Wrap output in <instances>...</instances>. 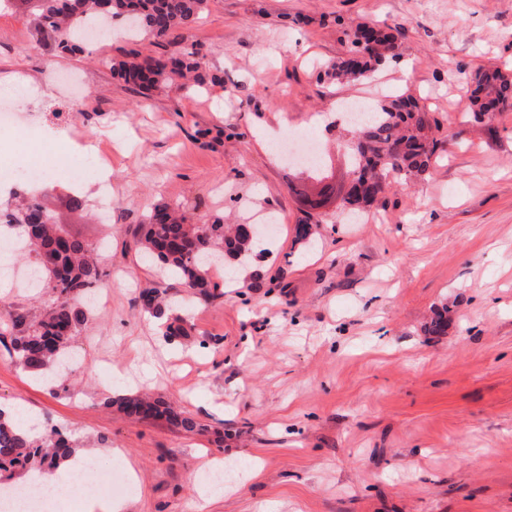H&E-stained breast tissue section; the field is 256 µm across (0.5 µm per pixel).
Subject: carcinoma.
Masks as SVG:
<instances>
[{
  "label": "carcinoma",
  "mask_w": 512,
  "mask_h": 512,
  "mask_svg": "<svg viewBox=\"0 0 512 512\" xmlns=\"http://www.w3.org/2000/svg\"><path fill=\"white\" fill-rule=\"evenodd\" d=\"M207 0H40L31 25L36 43L60 55L82 54V30L97 19L120 20L134 26V36L145 35L156 45H176L195 26ZM397 38L385 28H357L351 48L330 64L324 75L336 81H357L381 63L398 56ZM113 78L143 97L158 84L174 76L203 88L222 83L210 73L206 55L193 44L165 56L144 55L132 50L111 65ZM466 107L473 121H492L496 113L512 107V74L501 69L480 67L464 86ZM439 120L413 98L399 96L375 109L353 132L350 168L359 171V186L344 200L340 211L350 215L366 212L384 198L382 191L392 184L430 173L438 142L431 137ZM18 203L0 207V226L22 230L23 242L33 258L31 274L41 284L47 299L33 313L10 308L6 332L12 336L11 355L30 372L50 373L64 359L70 341L86 322L81 299L104 281L107 273L100 254L92 245L59 229L36 195L20 193ZM256 235L239 224L224 226L190 224L177 207L154 204L146 210L135 242L142 257L155 266L162 278L180 281L195 298L209 301L216 297L208 270L213 256L241 261L253 253ZM144 311L166 318L164 339L188 337L179 316H166L168 306L156 288L140 294ZM427 331L441 336L448 331V310L435 313ZM129 418H161L186 431H204L189 414L161 399L139 395L112 400ZM72 442L50 426L38 435L16 424L11 413L0 408V489L16 487V479L31 470L54 472L73 459Z\"/></svg>",
  "instance_id": "obj_1"
}]
</instances>
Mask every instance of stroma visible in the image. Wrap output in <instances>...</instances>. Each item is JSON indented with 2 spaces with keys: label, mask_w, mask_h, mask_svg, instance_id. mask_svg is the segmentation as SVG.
<instances>
[{
  "label": "stroma",
  "mask_w": 512,
  "mask_h": 512,
  "mask_svg": "<svg viewBox=\"0 0 512 512\" xmlns=\"http://www.w3.org/2000/svg\"><path fill=\"white\" fill-rule=\"evenodd\" d=\"M37 0L0 10V78L23 77L11 109L40 133L0 128V163L23 154L57 171L39 200L71 235L105 248V299L70 345V381L44 385L0 336V406L22 404L129 480L123 512H512V112L464 124L462 76L512 68V0H208L187 34L224 83L198 95L167 81L142 98L113 79L112 58L150 40H99L94 56L37 46ZM398 31L399 57L377 76L318 80L357 25ZM60 82L41 100L45 73ZM388 88L440 121L429 178L395 184L358 224H321L295 244L297 191L276 141L317 140L343 179L345 125L312 121L339 100ZM95 138L108 191L71 184ZM80 194L84 209L71 208ZM190 221L271 213L247 277L195 300L134 247L144 206ZM155 287L183 301L185 341H164L141 308ZM448 308V333L424 330ZM147 393L201 424L135 420L104 397Z\"/></svg>",
  "instance_id": "1"
}]
</instances>
